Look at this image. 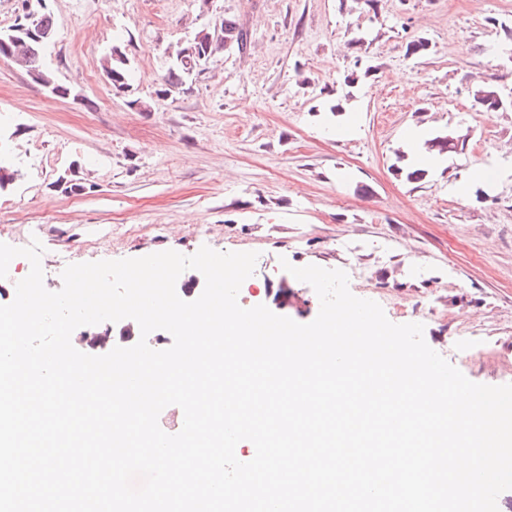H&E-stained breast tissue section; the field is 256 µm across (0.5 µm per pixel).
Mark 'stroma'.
I'll return each mask as SVG.
<instances>
[{
	"mask_svg": "<svg viewBox=\"0 0 512 512\" xmlns=\"http://www.w3.org/2000/svg\"><path fill=\"white\" fill-rule=\"evenodd\" d=\"M44 55L60 99L0 60V243L39 239L44 285L67 265L201 246L254 252L251 304L307 324L313 288L284 271L340 269L469 380L512 384V111L487 117L471 89L512 94V0H47ZM235 20L250 36L160 95L165 49ZM424 50L410 54L415 43ZM125 53L127 91L100 62ZM465 136L406 179L407 130ZM496 177H474L477 164ZM79 169L85 189L56 181Z\"/></svg>",
	"mask_w": 512,
	"mask_h": 512,
	"instance_id": "1",
	"label": "stroma"
}]
</instances>
